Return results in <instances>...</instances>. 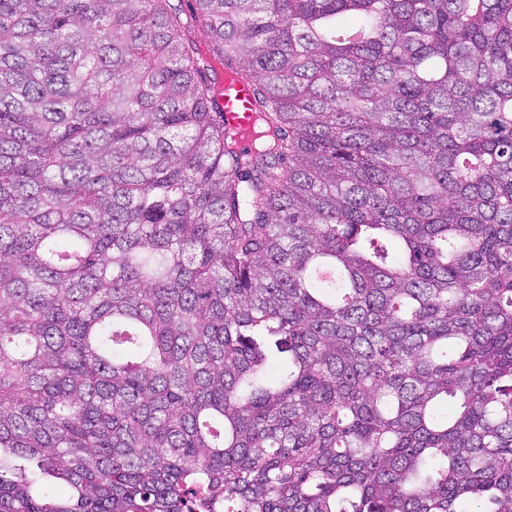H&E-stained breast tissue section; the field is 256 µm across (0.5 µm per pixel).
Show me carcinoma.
Wrapping results in <instances>:
<instances>
[{"label":"carcinoma","instance_id":"obj_1","mask_svg":"<svg viewBox=\"0 0 512 512\" xmlns=\"http://www.w3.org/2000/svg\"><path fill=\"white\" fill-rule=\"evenodd\" d=\"M194 2L0 0V512H512V0ZM224 121L232 127L240 130L248 129L253 122L252 95L250 89L240 83L231 82L224 78Z\"/></svg>","mask_w":512,"mask_h":512}]
</instances>
